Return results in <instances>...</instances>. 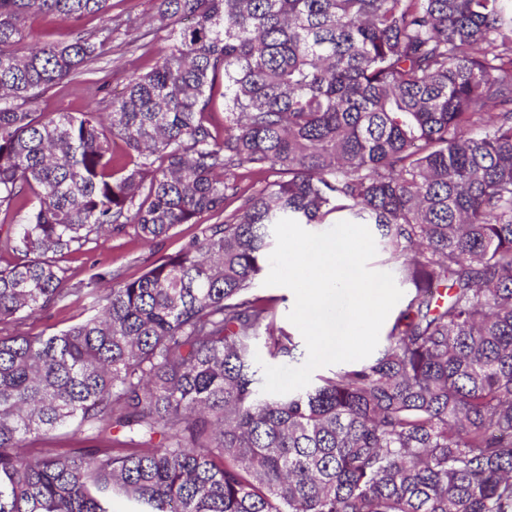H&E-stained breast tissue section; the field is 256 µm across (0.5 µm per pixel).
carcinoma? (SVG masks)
Instances as JSON below:
<instances>
[{
  "mask_svg": "<svg viewBox=\"0 0 512 512\" xmlns=\"http://www.w3.org/2000/svg\"><path fill=\"white\" fill-rule=\"evenodd\" d=\"M110 8L0 0V512H512V0H160L111 112L34 111L96 74ZM32 13L76 36L10 49ZM253 168L278 179L232 191ZM334 213L412 291L371 360L266 396L256 342L299 349L254 293L274 225ZM181 224L140 277L66 286L59 258ZM71 297L93 314L19 331ZM65 428L110 445L26 446Z\"/></svg>",
  "mask_w": 512,
  "mask_h": 512,
  "instance_id": "1",
  "label": "carcinoma"
}]
</instances>
